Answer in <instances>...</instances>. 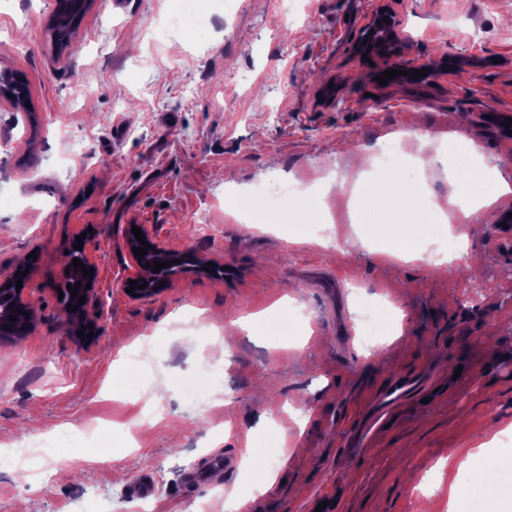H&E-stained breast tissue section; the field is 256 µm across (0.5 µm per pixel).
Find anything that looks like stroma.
Listing matches in <instances>:
<instances>
[{
	"label": "stroma",
	"mask_w": 512,
	"mask_h": 512,
	"mask_svg": "<svg viewBox=\"0 0 512 512\" xmlns=\"http://www.w3.org/2000/svg\"><path fill=\"white\" fill-rule=\"evenodd\" d=\"M376 4L92 0L61 47L56 0H0V74H21L30 104L0 97V278L29 264L33 311L28 336L0 339V451L49 444L0 462V512H224L268 468L274 482L244 512H419L427 492L460 512H512V463L487 445L489 424L512 430V238L497 223L468 237L469 219L448 225L424 205L415 259L386 261L400 234L375 215L390 170L354 186L347 153L420 129L423 204L448 198L446 136L462 153L479 145L465 164L483 191L491 170L512 177V0H390L403 60L457 64L423 86L379 84L384 62L350 52ZM327 83L337 104L320 100ZM274 182L306 189L263 195ZM330 211L337 248L295 232ZM136 226L195 260L140 298L125 292ZM78 240L98 269L92 338L57 298ZM367 306L397 328H362ZM186 316L228 334L226 353L173 329ZM117 365L135 388L114 385ZM399 376L416 387L374 423ZM103 428L112 448L97 455ZM217 451L237 464L187 484ZM140 477L155 487L144 500L127 490Z\"/></svg>",
	"instance_id": "1"
}]
</instances>
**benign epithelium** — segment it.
Masks as SVG:
<instances>
[{
	"label": "benign epithelium",
	"instance_id": "obj_1",
	"mask_svg": "<svg viewBox=\"0 0 512 512\" xmlns=\"http://www.w3.org/2000/svg\"><path fill=\"white\" fill-rule=\"evenodd\" d=\"M388 18V21H382V18ZM400 20L395 10L389 5L387 0H380V3L373 10V12L363 22L358 37L354 43V51L356 54L361 55L363 53L372 54L374 56L382 57L388 64V68L403 71V74L394 78V81L398 83H407L413 85H422L430 82V77L435 73L444 70L448 67V64L444 60H440L434 63V66L425 67L421 69V72L425 73V76H418L416 78L410 75V72L414 70L409 63L401 60L398 47L400 45ZM150 248L146 249V253L140 257L132 256L133 261L141 268L146 267V263H154L159 261L166 263L170 260L178 261L175 268L184 270L189 266L190 257L187 255H175L163 251L157 247L152 241H147ZM66 266L70 267L71 279H77L81 281L80 288L78 289L77 297L71 299L69 297H63L59 301V305L63 313L72 317L78 316L79 321L85 329L83 332L89 333L91 329L89 326H97L96 317L91 315V303L95 296V286L97 275L87 277L80 272V268L73 267V264L66 263ZM15 283L17 279L9 277L0 281V302L4 300V297H9V301L14 305L21 308H29V303L23 297V291L16 290ZM91 284V288H86V284ZM85 297V303L77 304V298ZM78 306V310L69 311L67 310V304Z\"/></svg>",
	"mask_w": 512,
	"mask_h": 512
}]
</instances>
